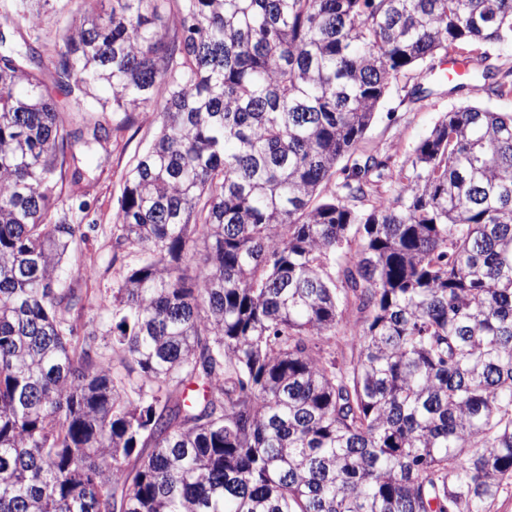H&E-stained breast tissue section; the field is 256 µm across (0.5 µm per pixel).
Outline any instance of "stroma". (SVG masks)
<instances>
[{"label": "stroma", "mask_w": 512, "mask_h": 512, "mask_svg": "<svg viewBox=\"0 0 512 512\" xmlns=\"http://www.w3.org/2000/svg\"><path fill=\"white\" fill-rule=\"evenodd\" d=\"M69 18L67 0H47L40 14V26L31 34L43 61H50L62 50V30ZM485 104L495 111L512 113V97L491 99L480 89L451 96L441 88L422 101L412 103L406 97L403 81H394L360 148L366 152L386 151L398 162H405L445 112L462 105ZM391 111L396 114L392 120L387 117ZM158 132L154 112L145 110L137 115L132 126L113 134L110 142L88 156L87 162L94 168L95 177L84 186L85 211L73 210L70 196L61 195L59 208L72 210L74 223L83 225L85 232L84 237L75 240L63 264L62 276L67 285L109 289L121 282L138 263V253L116 247L112 235L113 214L128 172ZM86 268L94 270L93 278L83 277L82 271Z\"/></svg>", "instance_id": "stroma-1"}]
</instances>
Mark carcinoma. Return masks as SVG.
Wrapping results in <instances>:
<instances>
[{"label": "carcinoma", "instance_id": "obj_1", "mask_svg": "<svg viewBox=\"0 0 512 512\" xmlns=\"http://www.w3.org/2000/svg\"><path fill=\"white\" fill-rule=\"evenodd\" d=\"M0 11V512H492L512 485V113L355 153L394 80L512 96V0H69ZM154 105L112 295L61 280L92 143ZM335 181L330 198L322 186ZM112 307V356L65 314ZM67 3L66 0H49L41 10L40 26L31 32V37L25 28L22 29L25 37L38 47L44 64H48L64 47L62 29L71 16V5Z\"/></svg>", "mask_w": 512, "mask_h": 512}]
</instances>
